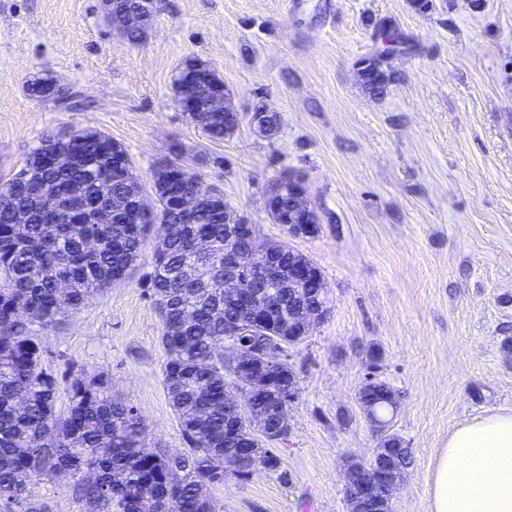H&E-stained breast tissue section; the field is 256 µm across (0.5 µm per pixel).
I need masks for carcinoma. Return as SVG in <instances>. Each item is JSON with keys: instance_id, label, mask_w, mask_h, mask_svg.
<instances>
[{"instance_id": "obj_1", "label": "carcinoma", "mask_w": 512, "mask_h": 512, "mask_svg": "<svg viewBox=\"0 0 512 512\" xmlns=\"http://www.w3.org/2000/svg\"><path fill=\"white\" fill-rule=\"evenodd\" d=\"M380 53L391 56L409 45L393 25L378 26ZM366 87L382 93L396 79L389 62L363 68ZM55 78L36 77L29 95L47 99ZM176 92L194 99L198 112L190 121L212 141L221 142L234 129L224 113L209 112L207 98L224 89V81L209 65L189 58L177 72ZM51 183H73L91 196L101 182H110L114 196L131 197L143 188L141 177L123 148H112V138L100 140L66 169L44 171ZM16 206L33 211L30 224L12 223L11 209L0 206V507L9 512H49L29 489L35 480L50 482L61 473L72 478L77 512H215L210 488L229 473L246 478L242 469L246 449L224 448V393L243 394L246 408L269 420L288 400V362L269 371L261 392L240 387L236 373L224 368L216 345L224 339V311L234 306L224 288V251L237 242L224 237L223 213L201 207L191 223L178 211H167V222L157 214L131 205L98 224H53L39 212L37 190L10 178L0 192ZM163 238V249L152 255L150 291L162 323L160 343L163 385L175 412L186 452L150 447L134 409L112 399L108 381L100 374L79 371L67 380L70 403L57 410V375L44 364L41 333L61 317L82 308L109 285L126 278L148 240ZM206 238L211 250L192 255L195 238ZM97 240L93 252L88 239ZM247 263L270 265V280L288 273V243L255 241L243 251ZM277 337L288 343V319L274 315L259 326L255 343ZM398 394L377 377L360 386L358 399L371 405L369 421L385 427L397 409ZM383 448H398L407 466L412 449L387 434ZM255 466L279 469L276 448L255 451ZM181 469L178 478L172 472Z\"/></svg>"}]
</instances>
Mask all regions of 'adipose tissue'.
<instances>
[{"label": "adipose tissue", "mask_w": 512, "mask_h": 512, "mask_svg": "<svg viewBox=\"0 0 512 512\" xmlns=\"http://www.w3.org/2000/svg\"><path fill=\"white\" fill-rule=\"evenodd\" d=\"M431 512H512V411L459 424L435 462Z\"/></svg>", "instance_id": "obj_1"}]
</instances>
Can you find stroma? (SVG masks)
<instances>
[{"label": "stroma", "instance_id": "35a3bbf8", "mask_svg": "<svg viewBox=\"0 0 512 512\" xmlns=\"http://www.w3.org/2000/svg\"><path fill=\"white\" fill-rule=\"evenodd\" d=\"M432 3L156 0L133 44L100 0H0V179L43 134L91 129L121 143L143 179L174 159L217 184L259 240L286 239L265 208L284 174L302 178L318 212L320 234L290 242L320 269L329 313L292 353L300 390L280 467L227 476L211 490L215 512H347L343 468L381 442L358 400L371 350L398 394L389 431L415 456L391 512H430L449 434L512 410V0ZM384 20L413 48L376 95L360 63ZM190 57L238 111L277 113V134L244 122L210 141L176 102ZM46 75L76 91L70 106L29 96ZM153 251L42 342L58 376L103 375L148 442L182 451L148 293Z\"/></svg>", "mask_w": 512, "mask_h": 512}]
</instances>
